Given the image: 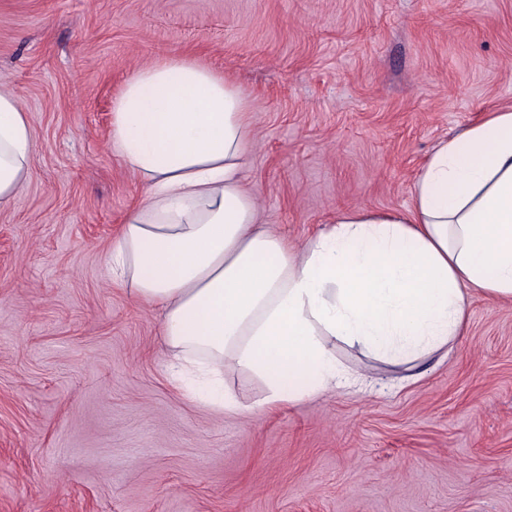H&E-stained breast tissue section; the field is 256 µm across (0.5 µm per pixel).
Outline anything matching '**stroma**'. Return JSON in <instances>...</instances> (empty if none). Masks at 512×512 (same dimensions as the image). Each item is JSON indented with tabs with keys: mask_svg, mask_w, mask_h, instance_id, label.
<instances>
[{
	"mask_svg": "<svg viewBox=\"0 0 512 512\" xmlns=\"http://www.w3.org/2000/svg\"><path fill=\"white\" fill-rule=\"evenodd\" d=\"M192 54L250 96L245 172L295 244L337 211L402 209L441 139L512 106V0H0V85L34 177L0 211V512H512V300L364 375L218 414L167 380L159 310L105 273L143 191L108 146L138 66Z\"/></svg>",
	"mask_w": 512,
	"mask_h": 512,
	"instance_id": "obj_1",
	"label": "stroma"
}]
</instances>
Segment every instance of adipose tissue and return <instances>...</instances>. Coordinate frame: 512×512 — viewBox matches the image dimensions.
I'll list each match as a JSON object with an SVG mask.
<instances>
[{"instance_id": "obj_1", "label": "adipose tissue", "mask_w": 512, "mask_h": 512, "mask_svg": "<svg viewBox=\"0 0 512 512\" xmlns=\"http://www.w3.org/2000/svg\"><path fill=\"white\" fill-rule=\"evenodd\" d=\"M249 96L187 54L133 71L110 146L143 189L108 276L163 314L173 386L217 412L238 370L262 407L353 386L337 343L410 363L466 326L470 295L512 299V108L441 140L403 210L341 211L302 247L260 226L244 182ZM28 110L0 85V210L33 175Z\"/></svg>"}]
</instances>
